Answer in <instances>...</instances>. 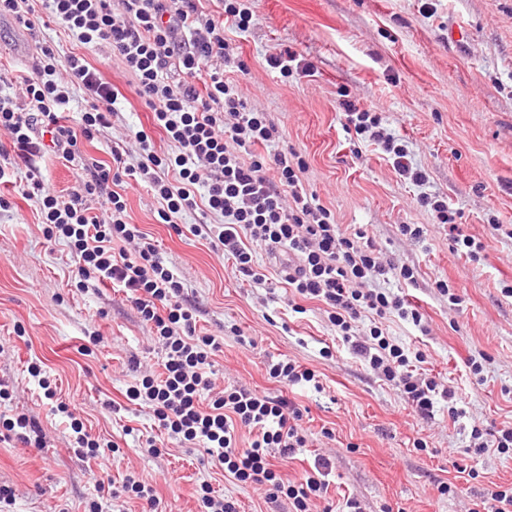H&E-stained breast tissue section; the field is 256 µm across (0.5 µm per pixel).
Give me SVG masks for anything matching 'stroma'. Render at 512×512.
<instances>
[{"mask_svg":"<svg viewBox=\"0 0 512 512\" xmlns=\"http://www.w3.org/2000/svg\"><path fill=\"white\" fill-rule=\"evenodd\" d=\"M252 15L247 31L225 24L229 60L224 75L248 108L267 113L279 136L271 151H293L306 162L307 194L329 209L345 235L363 233L382 261L416 271L403 288L428 325L384 320L396 340L421 350L426 367L462 398L465 411L452 420L447 409L418 416L400 393L381 381L344 346L323 305L304 301L295 313L292 294L269 252L256 248L254 284L238 273L203 235L218 223L208 212L190 211L178 228L160 223L158 203L146 188L129 187L128 220L157 240L166 264L185 283L200 308L198 334L218 338L213 357L215 391L244 385L285 396L304 408L308 446L298 459L276 460L283 479L296 482L315 458L329 462V490L312 512L332 505L342 512L355 499L361 512H472L493 485H512V454L470 456L472 426L512 425V0H243ZM42 23L28 30L0 17V92L13 91L31 63L13 47L38 50L49 43L59 56L84 53L104 80L120 91L111 128L81 140V165L48 150L15 159L0 196V386L10 398L0 413L24 414L43 431V447L0 442V486L14 493L10 512H109L113 491L132 474L156 491L158 512H200L196 491L233 500L238 512H288L271 508L264 487L225 479L189 445L167 438L151 412L127 401L137 377L161 373L163 353L121 289L83 293L72 281L76 265L65 241H47L37 198L22 195L29 174L58 194L81 188L82 164L111 163L120 150L128 163L138 155L136 132L152 137L161 153L175 146L153 125L152 112L133 77L106 47L84 48L41 9ZM471 29L469 40H448L449 23ZM294 51L312 69L284 77L270 56ZM380 112L388 133L404 139L414 166L427 181L416 186L394 170L377 145L361 144L343 127L342 97ZM444 197L460 215L464 234L481 242L479 260L457 250L448 230L418 201L421 193ZM418 224L411 240L401 225ZM445 280L462 299L453 306L435 284ZM100 344L89 346L90 336ZM288 356L317 371L322 391L271 379L268 359ZM481 377L469 372L471 359ZM38 363L57 388L45 399L29 375ZM76 407L102 448L95 457L73 448L69 420L58 402ZM424 439L427 450L414 448ZM159 451L151 453L147 442ZM471 465L476 479L457 469ZM453 485L443 495L442 484Z\"/></svg>","mask_w":512,"mask_h":512,"instance_id":"35a3bbf8","label":"stroma"}]
</instances>
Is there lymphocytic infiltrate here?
I'll return each mask as SVG.
<instances>
[{
  "label": "lymphocytic infiltrate",
  "instance_id": "f902f5d3",
  "mask_svg": "<svg viewBox=\"0 0 512 512\" xmlns=\"http://www.w3.org/2000/svg\"><path fill=\"white\" fill-rule=\"evenodd\" d=\"M57 23L87 47L105 46L119 57L137 82V93L153 112L156 128L176 147L158 153L153 140L137 133L139 161L124 164L113 152L111 167H95L81 193L62 199L38 176L25 196L37 197L47 239L66 240L77 268L80 291L111 284L149 327L163 351V372L128 386L129 401L149 407L164 434L192 444L212 467L235 480L266 487L269 500L284 499L292 512H311L312 499L327 493L328 464L315 463L303 480H283L274 458H295L308 438L296 403L244 386H230L202 404L211 393L215 337L196 332L198 309L184 295L147 232L127 220L124 191L129 183L146 185L156 198L162 223L176 225L185 213L205 205L221 216L209 227L215 248L234 260L235 269L261 285L255 247L287 253L297 269L286 283L293 296L315 299L343 343L385 383L394 386L413 411L433 416L438 406L451 419L464 411L455 390L419 371L421 351L396 341L380 319L391 314L421 326L422 315L404 296L384 288L390 272L411 284L412 268L382 262L370 242L344 236L331 212L308 197L300 174L304 159L294 152L265 154L278 129L267 113L246 107L235 84L225 79L223 21L203 19L195 0H47ZM182 78L170 82L171 71ZM82 88L90 104L76 127L60 122L72 87ZM20 97L0 94V130L10 133L19 157L51 149L67 162L79 157V137L111 127L118 94L84 56L59 59L53 47L40 48L31 75L22 77ZM346 127L363 141L381 145L400 176L423 185L403 140L384 134L380 113L344 104ZM102 200L91 212L86 197ZM419 202L448 228L456 246L478 259L483 246L464 235L447 200L427 193ZM247 430L248 447L238 445Z\"/></svg>",
  "mask_w": 512,
  "mask_h": 512
}]
</instances>
